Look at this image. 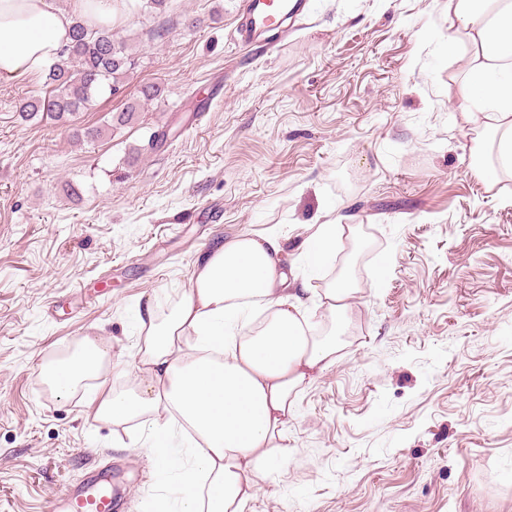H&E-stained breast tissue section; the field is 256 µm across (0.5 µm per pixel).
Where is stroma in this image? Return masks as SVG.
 I'll use <instances>...</instances> for the list:
<instances>
[{
	"label": "stroma",
	"instance_id": "35a3bbf8",
	"mask_svg": "<svg viewBox=\"0 0 512 512\" xmlns=\"http://www.w3.org/2000/svg\"><path fill=\"white\" fill-rule=\"evenodd\" d=\"M242 13L116 11L137 65L80 126L165 93L95 140L19 118L44 76L0 79V512H61L105 474L116 512L170 497L146 432L88 417L85 388L56 394L41 365L108 342L122 389L136 306L166 314L205 248L277 230L301 282L332 219L323 278L356 287L336 361L298 391L244 512H512V172H477L490 145L448 94V0H308L272 53L233 42ZM335 223L336 220L319 224L307 240L306 256L314 273H317L322 263L335 251L336 226H340Z\"/></svg>",
	"mask_w": 512,
	"mask_h": 512
}]
</instances>
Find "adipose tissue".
Instances as JSON below:
<instances>
[{"label":"adipose tissue","mask_w":512,"mask_h":512,"mask_svg":"<svg viewBox=\"0 0 512 512\" xmlns=\"http://www.w3.org/2000/svg\"><path fill=\"white\" fill-rule=\"evenodd\" d=\"M73 24L52 0H0V79L47 69ZM448 30L461 116L484 124L498 164L512 170V0H448ZM281 252L273 229L215 243L197 258L190 288L167 316L150 304L139 308L124 391L98 381L110 349L91 339L43 368L60 395L95 378L85 402L92 418L148 429L149 453L171 478L180 512H243L258 474L287 453L283 430L296 388L336 361L335 327L320 337L300 319L311 285L289 292ZM259 306L269 317L256 327ZM176 425L192 430L193 449L175 446Z\"/></svg>","instance_id":"adipose-tissue-1"}]
</instances>
